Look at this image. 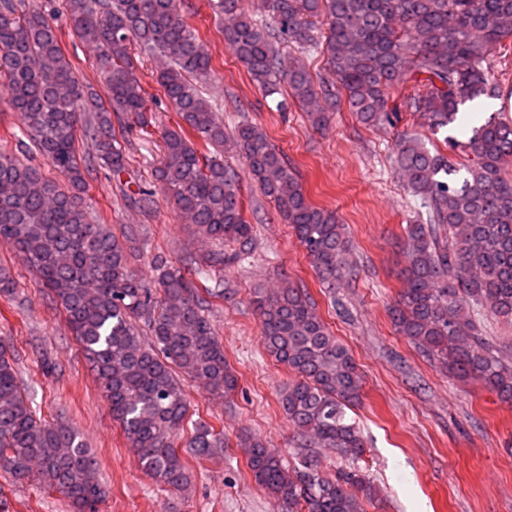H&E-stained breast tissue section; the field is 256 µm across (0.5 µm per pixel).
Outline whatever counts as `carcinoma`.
<instances>
[{"label":"carcinoma","mask_w":512,"mask_h":512,"mask_svg":"<svg viewBox=\"0 0 512 512\" xmlns=\"http://www.w3.org/2000/svg\"><path fill=\"white\" fill-rule=\"evenodd\" d=\"M72 32L94 47L105 100L82 83L59 43L57 27L20 0H0V80L22 117L27 141L63 178L61 185L14 154L0 153V240L12 243L65 319L96 374L112 420L142 470L159 485L191 483L185 452L210 459L224 434L189 417L177 373L228 396L237 379L211 320L224 284L210 272L241 260L254 230L240 200L243 177L257 183L291 225L320 283L331 294L356 273L336 212L314 205L287 159L256 124L241 120L227 133L200 86L211 56L182 14L181 0H65ZM224 19V43L267 96L287 85L314 128L346 105L359 123H390L418 115L431 131L458 119L459 107L495 95L487 63L512 39V0H208ZM321 51L328 77L314 80L299 57L280 50ZM159 61L157 82L180 118L163 135L155 177L167 198L213 249L185 258L182 268L154 257L156 278L132 268L131 246L147 248L131 225L118 236L89 208L88 179L106 166L126 171L123 126L148 122L146 91L135 56ZM412 92L389 106L401 86ZM91 153L78 154V130ZM451 147L473 164L453 161L417 137L393 147L394 163L425 217L405 228L404 288L391 309L398 334L462 380H477L512 406V357L483 336L471 310L486 308L512 321V125L487 120ZM246 161L245 173L211 152L227 143ZM465 174H460V171ZM261 343L294 379L280 405L301 444L334 448L345 459L364 453L347 410L363 397V378L349 348L329 329L316 302L290 285L252 294ZM237 447L255 483L280 512H366L379 491L355 468L329 476L304 454L294 467L258 438ZM0 470L17 484L59 493L72 512H97L106 497L97 459L80 435L38 416L10 350L0 343Z\"/></svg>","instance_id":"1"}]
</instances>
